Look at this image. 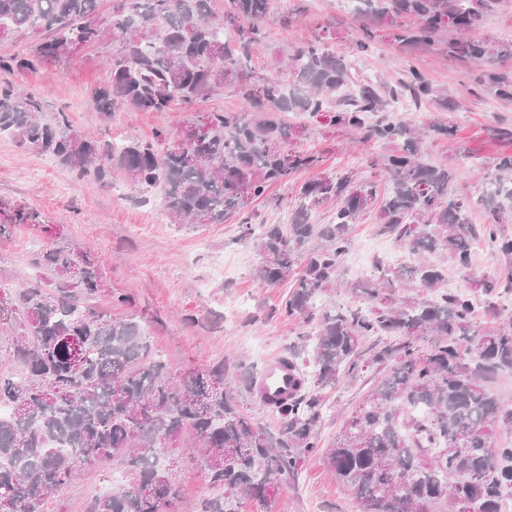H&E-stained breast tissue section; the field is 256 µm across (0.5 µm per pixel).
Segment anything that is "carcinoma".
I'll use <instances>...</instances> for the list:
<instances>
[{
	"label": "carcinoma",
	"mask_w": 512,
	"mask_h": 512,
	"mask_svg": "<svg viewBox=\"0 0 512 512\" xmlns=\"http://www.w3.org/2000/svg\"><path fill=\"white\" fill-rule=\"evenodd\" d=\"M502 2L363 0L361 12L408 18L395 35L403 47L432 46L445 28L460 32L448 41V56L486 61L478 86L512 99V72L500 69L512 58V43L480 36L485 15ZM269 8L270 0H229L216 21L210 0H117L108 19L114 42L109 79L92 92L104 115L167 112L175 103L189 110L227 81L235 83L242 112H208L187 120L175 140L160 130L150 141L114 150L79 134L63 111L43 118L47 102L40 94L9 85L0 87V133L81 175L92 172L101 180L105 165L123 169L135 184L159 190L176 224L238 218L241 239L262 257L257 280L274 285L299 269L280 315L316 323L312 349L289 356L305 385L272 408L277 431L253 424L224 369L176 374L152 352L134 318L85 306L81 295L103 287L101 268L76 248L58 246L45 258L58 293L35 282L16 297L24 327L16 356L25 371L20 379L0 375V402L12 407V416L0 420V512H43L46 500L81 467L113 462L125 465L127 480L96 496L91 512H172L180 461L169 456L159 466L157 449L171 453L186 434L204 449L205 471L224 490L203 512H225L224 501L234 497L277 512L270 481L294 476L303 457L320 451L336 479L353 491L360 512H416L421 501L433 512H461L462 501L472 512H503V501L512 498V441L501 437L512 430V409L487 387L497 372L512 370V308L503 304L512 293L507 209L482 196L490 222L474 227L466 220L471 200L448 191V168L424 162V136L448 137V125L431 120L422 130L403 120L369 123L385 105L371 84L354 98L331 102L349 79L348 64L321 38L288 51L283 79L243 75L240 61L265 38L261 21ZM99 19L100 0H0L3 35L47 33L23 54L0 56V73L36 72L75 48L100 43ZM226 30L235 40L224 39ZM389 96L456 107L411 65ZM288 112L323 117L365 141L397 143L386 163L391 191L380 199L376 183L352 171L323 173L301 186L302 203L288 228L263 224L256 230L252 203L319 163L288 147L293 133L282 119ZM493 168L497 192L512 196V154L497 158ZM328 202L336 204L331 222L310 223L312 208ZM373 208L383 231L416 257L407 273L419 298H393L386 292L389 280L380 277L371 297L383 309L316 315L312 299L339 283L352 226ZM478 238L506 265L502 279L477 284L485 311L498 319L490 328L471 295L442 288L443 270L429 259L444 251L465 268ZM371 336L387 341L365 359L362 343ZM370 364L386 373L322 448V390L342 376L357 379ZM455 440L464 443L463 451L431 457ZM459 471L468 475L464 484L455 480Z\"/></svg>",
	"instance_id": "obj_1"
}]
</instances>
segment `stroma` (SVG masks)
Here are the masks:
<instances>
[{"label":"stroma","instance_id":"1","mask_svg":"<svg viewBox=\"0 0 512 512\" xmlns=\"http://www.w3.org/2000/svg\"><path fill=\"white\" fill-rule=\"evenodd\" d=\"M363 21L353 0H271L263 20L268 37L251 47L249 65L259 75L279 76L282 54L322 36L326 48L351 65L348 84L336 92L340 98L366 82L386 91L403 78L406 64L415 65L445 96L463 97L462 106L449 111L431 100L417 103L404 97L387 101L381 119L403 118L418 125L434 118L451 126L452 136L426 142L423 157L452 171V193L482 194L493 160L512 154V100L477 89L476 77L485 70L484 61L449 58L448 42L455 31L442 30L434 46L404 48L391 38L393 20H380L374 25L377 37L370 50L362 52L357 39ZM112 48L107 35L69 60L12 76L11 81L43 94L51 109L67 112L77 131L105 143L149 140L160 129L177 135L188 117L180 105L167 112L121 109L110 119L102 118L92 91L109 78L105 59ZM284 120L295 133L293 146L318 157L319 166L292 174L287 182L271 187L268 199L254 202L258 224L287 223L299 203L300 187L318 172L351 170L365 177L371 164H384L396 148L382 140L353 142L349 132L304 115L288 113ZM0 202L32 208L40 218L35 226H11L6 214L0 213V224L8 226L0 234L1 373L12 377L22 370L14 357L22 334V317L14 309L18 291L44 275L41 259L46 251L70 243L102 268L103 286L89 298L90 306L134 317L153 351L172 371L223 366L233 378L231 391L240 409L259 426L276 430L277 417L253 395L252 384L270 358L306 344L307 328L279 314L282 299L293 291L292 279L265 286L254 277L262 257L240 241L237 219L221 224L172 223L158 192L138 187L120 169L110 168L102 181L81 176L5 135H0ZM439 262L453 292L504 273L500 258L480 242L472 247L468 270H460L447 256ZM412 264L409 249L382 234L375 212H368L352 229L341 264L342 287L319 295L315 307L321 312L335 305L373 307L376 301L369 289L378 272ZM116 293L129 295L131 304L114 305ZM382 375V370L371 367L357 380L343 377L335 387L324 389L326 409L318 428L322 445L330 444L345 417ZM198 453L189 441H182L175 512H200L202 503L217 493ZM120 470L117 464L109 470L83 466L77 479L47 501L45 512H88L94 490L106 488ZM279 512H358V508L350 489L330 472L324 455L316 454L306 457L295 477L282 483Z\"/></svg>","mask_w":512,"mask_h":512}]
</instances>
